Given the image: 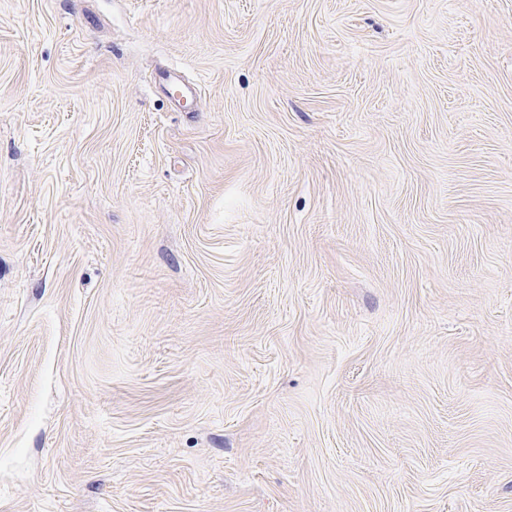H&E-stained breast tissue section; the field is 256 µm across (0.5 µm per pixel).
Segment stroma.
<instances>
[{"label":"stroma","instance_id":"1","mask_svg":"<svg viewBox=\"0 0 512 512\" xmlns=\"http://www.w3.org/2000/svg\"><path fill=\"white\" fill-rule=\"evenodd\" d=\"M0 512H512V0H0Z\"/></svg>","mask_w":512,"mask_h":512}]
</instances>
